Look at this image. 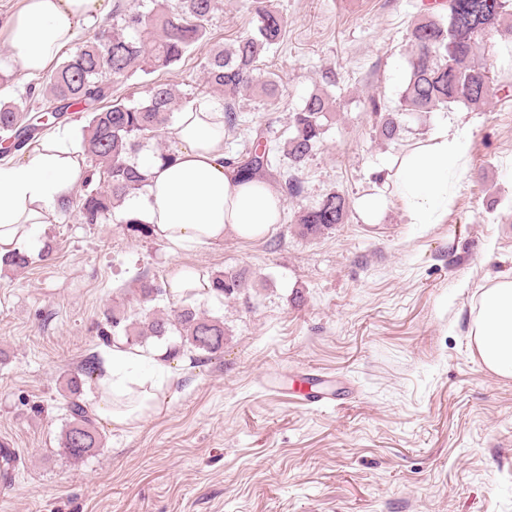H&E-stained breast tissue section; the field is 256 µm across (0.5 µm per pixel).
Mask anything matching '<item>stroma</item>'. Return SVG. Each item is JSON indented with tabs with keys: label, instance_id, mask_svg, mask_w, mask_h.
<instances>
[{
	"label": "stroma",
	"instance_id": "1",
	"mask_svg": "<svg viewBox=\"0 0 512 512\" xmlns=\"http://www.w3.org/2000/svg\"><path fill=\"white\" fill-rule=\"evenodd\" d=\"M270 2L287 20L261 58L278 98L250 90L236 103L283 139L314 88L335 95L302 195L265 237L178 252L130 231L121 209L84 224L73 207L45 225L51 255L30 249L28 268L0 273V438L21 454L0 512H512V378L489 372L470 337L486 287L512 275V97L448 108L469 146L440 223H410L391 194L367 223L359 204L383 189V164L435 128L436 113L406 116L386 141L370 110L374 98L397 105L406 30L435 0ZM19 5L0 0L4 100L33 84L6 42ZM255 25L246 0H223L211 21L227 47ZM331 191L349 202L346 222L300 236L296 212ZM176 264L242 273L244 297H193L223 318V354L169 360L163 412L132 430L100 425L102 448L70 462L66 378L103 350L104 311L139 312L141 281H167ZM311 367L348 388L347 406L268 391L269 374L297 382Z\"/></svg>",
	"mask_w": 512,
	"mask_h": 512
}]
</instances>
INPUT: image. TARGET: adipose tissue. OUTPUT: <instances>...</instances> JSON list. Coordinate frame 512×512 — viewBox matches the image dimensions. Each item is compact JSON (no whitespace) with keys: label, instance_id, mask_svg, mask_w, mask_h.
I'll list each match as a JSON object with an SVG mask.
<instances>
[{"label":"adipose tissue","instance_id":"obj_1","mask_svg":"<svg viewBox=\"0 0 512 512\" xmlns=\"http://www.w3.org/2000/svg\"><path fill=\"white\" fill-rule=\"evenodd\" d=\"M112 0H20L6 23L12 61L36 78L68 48L79 29L91 28ZM171 136L177 160L166 164L141 154L147 182L125 207L175 249L223 242L232 235L253 240L281 221L285 201L265 179L241 180L224 164V107L195 100L175 116ZM468 149V138L439 117L426 145L386 167L389 188L415 224L439 223ZM83 168L72 132L63 128L17 162L0 164V255L37 247L45 224L55 221ZM484 366L512 377V278L496 280L478 305L471 327ZM171 373L163 359L115 342L94 375L92 411L112 428L137 426L160 407Z\"/></svg>","mask_w":512,"mask_h":512}]
</instances>
